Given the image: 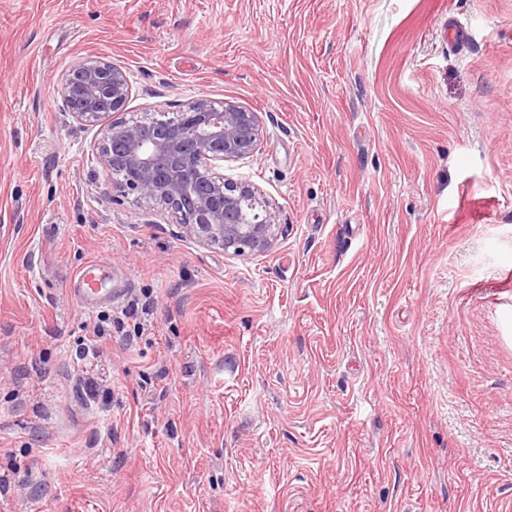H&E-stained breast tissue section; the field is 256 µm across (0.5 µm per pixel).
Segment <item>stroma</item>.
<instances>
[{
  "label": "stroma",
  "instance_id": "obj_1",
  "mask_svg": "<svg viewBox=\"0 0 512 512\" xmlns=\"http://www.w3.org/2000/svg\"><path fill=\"white\" fill-rule=\"evenodd\" d=\"M89 56L127 117L259 113L224 176L271 250L121 195L59 94ZM511 320L512 0H0V512H505ZM96 264L89 262L73 279L72 291L87 308H95L106 301H112L111 288H101L96 276Z\"/></svg>",
  "mask_w": 512,
  "mask_h": 512
}]
</instances>
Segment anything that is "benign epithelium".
<instances>
[{
	"label": "benign epithelium",
	"mask_w": 512,
	"mask_h": 512,
	"mask_svg": "<svg viewBox=\"0 0 512 512\" xmlns=\"http://www.w3.org/2000/svg\"><path fill=\"white\" fill-rule=\"evenodd\" d=\"M131 85L123 68L101 57L79 61L61 97L84 126L109 114L96 147L106 174L125 195L175 218L181 237L227 256L268 252L284 226L258 190L232 183L220 163L250 158L262 136L259 113L234 101L199 96L165 119L128 120Z\"/></svg>",
	"instance_id": "benign-epithelium-1"
}]
</instances>
